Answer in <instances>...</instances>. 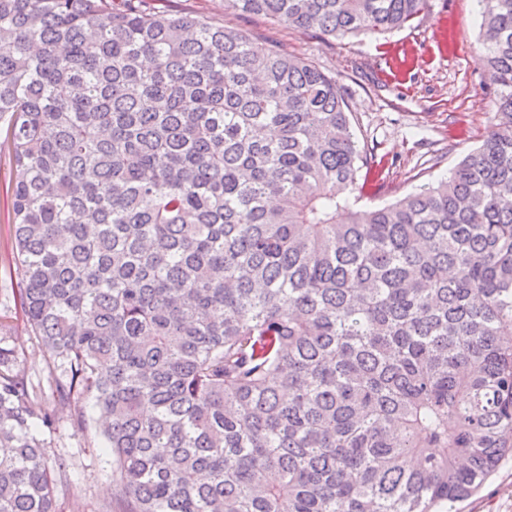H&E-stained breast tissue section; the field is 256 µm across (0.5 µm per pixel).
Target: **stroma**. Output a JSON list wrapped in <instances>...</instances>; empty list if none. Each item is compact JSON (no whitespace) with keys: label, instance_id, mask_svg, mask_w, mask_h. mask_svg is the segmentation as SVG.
Masks as SVG:
<instances>
[{"label":"stroma","instance_id":"1","mask_svg":"<svg viewBox=\"0 0 512 512\" xmlns=\"http://www.w3.org/2000/svg\"><path fill=\"white\" fill-rule=\"evenodd\" d=\"M164 11H183L240 28L262 44L288 50L336 77L352 112L354 133L372 153L378 175L364 174L355 192L365 206H382L446 177L494 129L496 97L477 62V0H429L410 26L379 35L325 37L261 16L225 10L224 0H155ZM17 177L0 157V311L9 315L7 344L28 380L49 392L48 356L23 318L14 314L18 278L7 215ZM49 458L71 462L77 498L59 497V512H104L120 496L112 481V458L95 433L56 415L48 436ZM456 512H512V461Z\"/></svg>","mask_w":512,"mask_h":512}]
</instances>
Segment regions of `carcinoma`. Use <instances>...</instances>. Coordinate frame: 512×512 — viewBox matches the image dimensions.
I'll list each match as a JSON object with an SVG mask.
<instances>
[{"mask_svg":"<svg viewBox=\"0 0 512 512\" xmlns=\"http://www.w3.org/2000/svg\"><path fill=\"white\" fill-rule=\"evenodd\" d=\"M479 2L496 129L357 209L315 64L148 0H0L13 298L64 368L50 410L0 346V512L76 496L31 422L87 400L105 512H452L512 458V0ZM224 7L336 37L428 0Z\"/></svg>","mask_w":512,"mask_h":512,"instance_id":"obj_1","label":"carcinoma"}]
</instances>
